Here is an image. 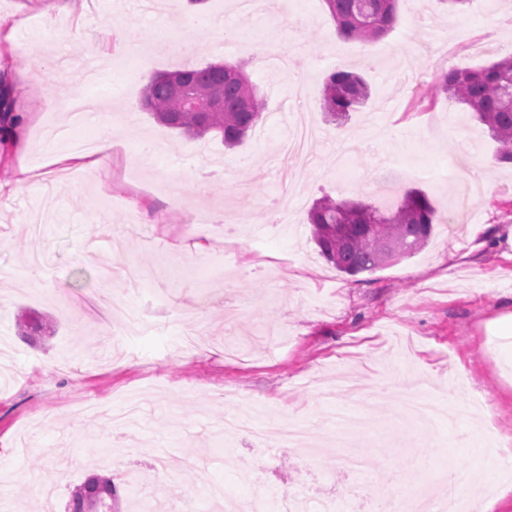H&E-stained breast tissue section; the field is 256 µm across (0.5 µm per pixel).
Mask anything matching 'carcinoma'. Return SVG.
Here are the masks:
<instances>
[{"label": "carcinoma", "mask_w": 512, "mask_h": 512, "mask_svg": "<svg viewBox=\"0 0 512 512\" xmlns=\"http://www.w3.org/2000/svg\"><path fill=\"white\" fill-rule=\"evenodd\" d=\"M337 29L347 38L368 45L387 34L396 21L397 0H325ZM180 77L194 95L213 104L208 112L184 111L170 87ZM437 90L468 106L499 143L498 161L512 162V55L480 68L453 69L443 74ZM369 95L357 73L337 69L323 87V108L333 118H344ZM140 105L162 125L191 138L209 133L235 146L259 124L265 109L263 96L241 70L229 64L182 69L158 74L142 91ZM435 209L425 192L406 189L386 211L364 203L329 196L310 213L319 254L337 270L354 276L375 272L421 250L431 237ZM112 479L92 476L76 486L70 512H112Z\"/></svg>", "instance_id": "cac0c4a2"}]
</instances>
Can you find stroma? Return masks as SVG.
Returning a JSON list of instances; mask_svg holds the SVG:
<instances>
[{"mask_svg": "<svg viewBox=\"0 0 512 512\" xmlns=\"http://www.w3.org/2000/svg\"><path fill=\"white\" fill-rule=\"evenodd\" d=\"M221 20V28L207 19ZM176 32L193 53L156 50L154 36ZM325 0H282L279 11L242 12L238 0H156L143 15L137 0H0V78L27 71L40 98L30 115L25 157L0 151V333L11 355L0 382V484L14 512H42V485L65 512L73 486L110 477L116 512H133V470H162L166 506L198 490L194 512L250 500L253 489L225 457L262 467L278 502L309 492L368 512L387 495L417 500L455 471L495 497L492 512H512L496 498L501 472H512V335L498 319L512 293V163L495 161L497 143L463 104L434 93L439 76L512 54V0H399L393 29L368 46L334 37ZM284 45L289 68L257 60L254 45ZM241 66L265 98L262 121L243 143L192 139L159 124L139 105L141 75ZM358 71L367 100L339 121L322 108L327 76ZM303 90L318 138L296 187L293 223L275 221L281 174L269 161L288 128L274 114ZM90 99L117 141L110 170L93 180L75 167L46 163V133L68 125L51 99ZM359 145L340 158L336 132ZM489 162L492 192L471 197L469 180L413 182L396 169L439 170ZM29 177L17 183L16 171ZM419 187L435 209L434 231L420 252L371 274L350 276L322 258L309 212L330 196L384 205L386 182ZM232 206L233 241L243 260L224 257ZM208 219L198 228L192 217ZM286 254L288 272L252 271V249ZM48 255L53 275L38 285L20 274L32 253ZM152 300L146 327L126 332L108 321L100 294ZM37 311L49 335L21 336L16 313ZM434 383L469 401L463 424L423 428L399 404L416 385ZM356 407L358 432L377 480L362 485L328 468L325 447L337 406ZM244 412L255 425L271 412L305 424L303 447L274 451L225 433V415Z\"/></svg>", "mask_w": 512, "mask_h": 512, "instance_id": "obj_1", "label": "stroma"}]
</instances>
